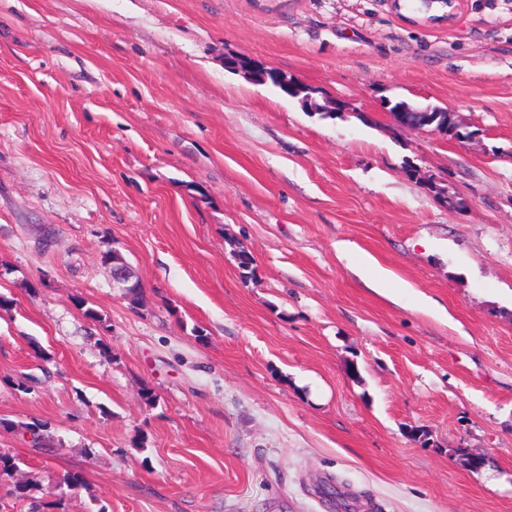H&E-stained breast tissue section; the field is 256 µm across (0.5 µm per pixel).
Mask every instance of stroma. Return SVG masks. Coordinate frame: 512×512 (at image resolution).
Instances as JSON below:
<instances>
[{
    "mask_svg": "<svg viewBox=\"0 0 512 512\" xmlns=\"http://www.w3.org/2000/svg\"><path fill=\"white\" fill-rule=\"evenodd\" d=\"M1 264L0 453L39 512H512V0H0ZM393 105H398L408 112L411 118L422 124L423 128L431 129L432 131L439 132H451L452 128L456 127V119L454 114L448 112L447 109L430 105V104H420L414 102H408L406 100H398L393 103ZM388 111L391 113L395 124L398 127L406 128V129H421L419 127L411 126L407 119L404 116L405 112L400 111ZM106 264H112V286L118 288L124 298L128 299L130 288H137L140 289L139 292L141 291L142 283L139 274L121 253L112 250V263ZM361 273L368 284L374 289H387L392 287L393 282L387 271L371 257L364 259Z\"/></svg>",
    "mask_w": 512,
    "mask_h": 512,
    "instance_id": "stroma-1",
    "label": "stroma"
}]
</instances>
